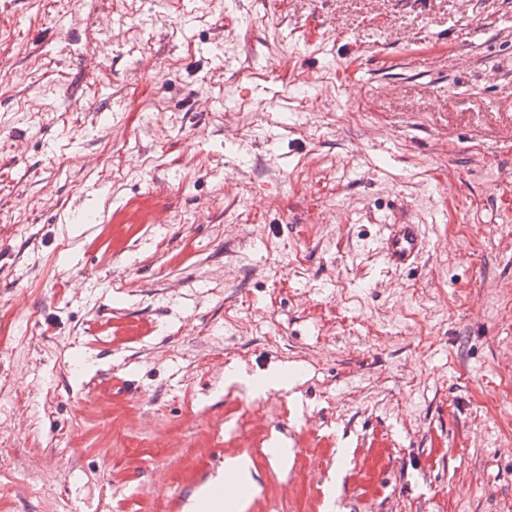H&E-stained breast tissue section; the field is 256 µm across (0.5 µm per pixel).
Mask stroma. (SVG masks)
Here are the masks:
<instances>
[{"instance_id":"stroma-1","label":"stroma","mask_w":512,"mask_h":512,"mask_svg":"<svg viewBox=\"0 0 512 512\" xmlns=\"http://www.w3.org/2000/svg\"><path fill=\"white\" fill-rule=\"evenodd\" d=\"M234 458L241 512H512V0H0V512ZM378 253L384 264L401 269L415 263L424 248L417 224H383Z\"/></svg>"}]
</instances>
